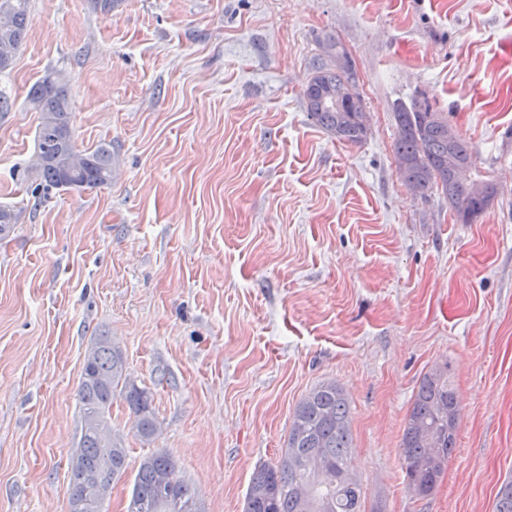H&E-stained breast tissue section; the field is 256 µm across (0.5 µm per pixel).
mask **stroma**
Instances as JSON below:
<instances>
[{
    "label": "stroma",
    "mask_w": 512,
    "mask_h": 512,
    "mask_svg": "<svg viewBox=\"0 0 512 512\" xmlns=\"http://www.w3.org/2000/svg\"><path fill=\"white\" fill-rule=\"evenodd\" d=\"M335 35L371 119L338 142L302 101ZM62 74L78 149L111 145V184L28 174L27 94ZM447 113L499 183L476 223L401 181L393 105ZM0 512H68L83 358L110 336L152 398L148 440L122 400L126 512L143 457L168 453L203 512H243L296 404L333 380L350 401L349 468L367 512H495L512 478V0H30L0 72ZM449 362L457 446L410 494L404 418Z\"/></svg>",
    "instance_id": "35a3bbf8"
}]
</instances>
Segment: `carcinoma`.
<instances>
[{
  "mask_svg": "<svg viewBox=\"0 0 512 512\" xmlns=\"http://www.w3.org/2000/svg\"><path fill=\"white\" fill-rule=\"evenodd\" d=\"M30 0H0V71L11 66L23 45ZM336 40L328 39L311 64L302 100L312 121L348 144L367 140L370 124L362 96L344 93L356 82L351 60L341 63ZM27 103L39 113L35 151L28 173L41 185L84 191L112 183L116 161L105 143L79 150L73 139L71 106L61 74L50 71L31 87ZM395 160L404 162L399 176L414 193L433 191L462 212L484 214L498 194L497 183L484 175L469 143L457 134L448 140V115L419 96L399 103L394 112ZM469 167L472 180H460L448 156ZM451 365H435L422 377L407 414L402 439L406 482L418 484L423 496L439 485L448 458L456 448L457 426L449 415L457 409L450 381ZM119 398L137 417L143 439L157 430L149 393L131 380L122 350L109 336L94 339L84 356L79 400L83 433L70 467L69 509L99 512L111 494L112 482L127 467L128 449L112 433V402ZM352 448L349 400L334 381L312 388L296 405L275 465L258 468L248 485L244 512H362L363 488L346 466ZM128 512H201L198 496L179 474L175 461L159 452L144 458L134 479ZM495 512H512V480L496 495Z\"/></svg>",
  "mask_w": 512,
  "mask_h": 512,
  "instance_id": "cac0c4a2",
  "label": "carcinoma"
}]
</instances>
